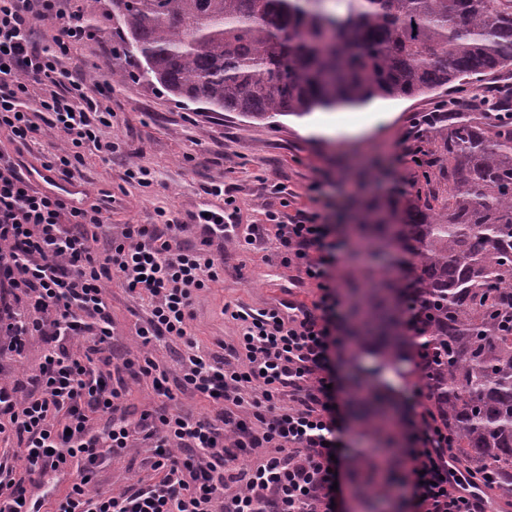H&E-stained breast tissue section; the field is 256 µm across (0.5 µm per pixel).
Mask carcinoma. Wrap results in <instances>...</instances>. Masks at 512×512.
Here are the masks:
<instances>
[{
	"label": "carcinoma",
	"mask_w": 512,
	"mask_h": 512,
	"mask_svg": "<svg viewBox=\"0 0 512 512\" xmlns=\"http://www.w3.org/2000/svg\"><path fill=\"white\" fill-rule=\"evenodd\" d=\"M142 74L201 112L256 122L468 90L512 66V0H112ZM443 190L363 225L413 277L364 275L354 335L406 361L399 307L413 305L421 373L450 453L496 473L512 499V117L450 112L432 127Z\"/></svg>",
	"instance_id": "obj_1"
}]
</instances>
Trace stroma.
I'll use <instances>...</instances> for the list:
<instances>
[{
    "label": "stroma",
    "instance_id": "stroma-1",
    "mask_svg": "<svg viewBox=\"0 0 512 512\" xmlns=\"http://www.w3.org/2000/svg\"><path fill=\"white\" fill-rule=\"evenodd\" d=\"M85 18L95 28L93 39L78 45L63 64L96 83L109 84V103L116 117L103 129L104 139L120 149L109 160L86 153L79 180L92 201L102 202L107 223L93 244L105 252L124 225L152 224L156 208L186 218L204 197L208 186H226L240 224H259L269 208L293 212L309 207L328 216L339 238L349 247L336 270V283L345 303H352L351 271L378 268L381 260L401 266L397 248L376 254L355 227L369 211L395 198L424 192L423 171L437 172L438 156L428 168L412 164L405 136L415 118L433 111L435 96L401 101H377L358 108L315 111L303 118L283 117L273 124L249 123L234 112H196L169 95L160 85L141 78L137 53L124 52L111 0H78ZM127 73L125 83L112 75ZM65 146L54 129L42 127L27 147L0 132V152L41 162ZM142 165L154 173L151 187L127 183L125 170ZM277 243L269 238L250 250L237 242L224 246V275L194 300L192 334L200 349L216 353L221 343L233 342L240 324L230 308L260 309L293 295L312 303L316 289L293 286L295 270L281 265ZM114 336L100 359L122 365L142 358L135 329L148 312V303L132 298L124 288L108 290ZM52 345L45 337H27L20 352L0 356V382L30 389L44 355ZM345 409L342 436L346 460L362 459L366 448L394 439V430L371 432L354 416L353 402L390 394L396 406H409L413 386L421 384L414 364H388L371 343L351 339L340 368ZM152 451L143 441L122 457L99 469L97 485L112 493L149 481Z\"/></svg>",
    "mask_w": 512,
    "mask_h": 512
}]
</instances>
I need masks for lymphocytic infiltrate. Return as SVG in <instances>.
<instances>
[{
    "label": "lymphocytic infiltrate",
    "instance_id": "1",
    "mask_svg": "<svg viewBox=\"0 0 512 512\" xmlns=\"http://www.w3.org/2000/svg\"><path fill=\"white\" fill-rule=\"evenodd\" d=\"M60 2L0 0V131L23 144L41 125L55 129L66 146L43 166L71 177L84 151L109 156L118 146L101 135L115 117L106 87L90 90L83 76L62 66L92 32L82 12L63 11ZM40 22L51 25L42 46L32 39ZM38 85L48 93L33 95ZM157 217L154 224L126 225L121 241L98 253L92 242L105 221L102 206L73 208L35 189L19 162L0 152V286L10 294L0 305V352L18 350L29 334L57 344L33 392L21 396L0 385V434L16 437L31 482L20 486L11 457L0 454V512H30L33 491L49 474L70 478L51 512H335L332 485L343 464L336 367L347 338L334 225L308 208L291 215L270 210L264 223L248 225L243 245L273 231L282 264L318 296L310 305L231 311L240 334L213 355L199 350L190 322L195 293L224 267L210 252L183 245L180 221L162 209ZM112 279L149 300L136 329L142 347L163 338L184 345L179 384L221 406L219 421L169 410L128 420L120 413L123 378L91 355L69 353L74 336L110 343L104 284ZM415 397L417 412L400 424L415 512H487L481 490L493 484V472L455 487L447 477L450 437L427 409L423 387ZM236 410L241 418H233ZM139 432L153 448L155 480L118 495L98 488L97 469L126 452Z\"/></svg>",
    "mask_w": 512,
    "mask_h": 512
}]
</instances>
